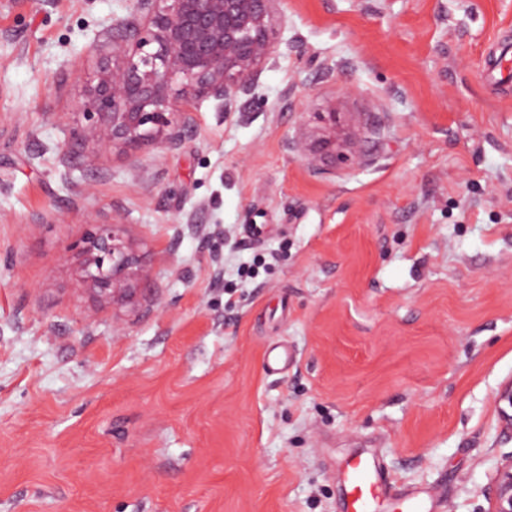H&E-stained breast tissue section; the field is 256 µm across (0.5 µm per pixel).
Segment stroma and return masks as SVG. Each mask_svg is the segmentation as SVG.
Here are the masks:
<instances>
[{"label": "stroma", "mask_w": 512, "mask_h": 512, "mask_svg": "<svg viewBox=\"0 0 512 512\" xmlns=\"http://www.w3.org/2000/svg\"><path fill=\"white\" fill-rule=\"evenodd\" d=\"M132 16L0 0V512H344L364 452L382 512H486L512 452V0H282L251 112L198 101L136 171L83 116ZM333 108L363 163L293 150ZM113 221L152 271L123 304L72 250ZM506 404L507 406H502ZM496 409L505 434L512 437V380L505 382L495 400ZM510 409V412L508 408Z\"/></svg>", "instance_id": "35a3bbf8"}]
</instances>
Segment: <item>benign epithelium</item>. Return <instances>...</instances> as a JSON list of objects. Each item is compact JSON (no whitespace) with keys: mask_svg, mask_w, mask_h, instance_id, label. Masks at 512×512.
I'll return each mask as SVG.
<instances>
[{"mask_svg":"<svg viewBox=\"0 0 512 512\" xmlns=\"http://www.w3.org/2000/svg\"><path fill=\"white\" fill-rule=\"evenodd\" d=\"M133 2V17L112 27V61L89 89L83 115L97 146L122 149L136 171L143 147L182 145L197 100L214 98L226 112L251 110L260 74L276 64L274 20L281 0ZM295 148L307 159L319 148H336V136ZM115 227L97 224L76 246L83 283L106 301L127 300L151 280V270ZM495 405L503 432L512 437L511 379ZM483 496L486 512H512V452L501 457Z\"/></svg>","mask_w":512,"mask_h":512,"instance_id":"benign-epithelium-1","label":"benign epithelium"}]
</instances>
